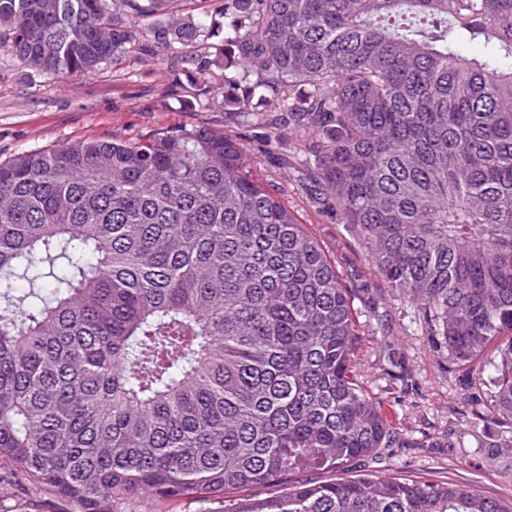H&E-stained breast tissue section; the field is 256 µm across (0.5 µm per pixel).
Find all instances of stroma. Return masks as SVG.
Returning <instances> with one entry per match:
<instances>
[{
	"label": "stroma",
	"instance_id": "1",
	"mask_svg": "<svg viewBox=\"0 0 512 512\" xmlns=\"http://www.w3.org/2000/svg\"><path fill=\"white\" fill-rule=\"evenodd\" d=\"M204 82L169 56L129 53L87 77L31 78L16 58L0 52V162L15 154L92 138L131 137L162 127L206 126L234 135L256 161V174L280 188L299 223L320 243L338 272L357 290L361 339L355 374L408 448H380L336 471L311 470L324 482L355 474L401 475L467 487L512 503V423L487 413L480 395L489 373L466 388L448 368V350L428 336L410 303L374 273L357 238L334 211L313 204L307 182L266 146L263 128L245 117L210 110ZM401 360L407 381L389 375ZM0 512H72L69 504L32 488L0 486Z\"/></svg>",
	"mask_w": 512,
	"mask_h": 512
}]
</instances>
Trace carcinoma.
Segmentation results:
<instances>
[{"mask_svg":"<svg viewBox=\"0 0 512 512\" xmlns=\"http://www.w3.org/2000/svg\"><path fill=\"white\" fill-rule=\"evenodd\" d=\"M171 2L0 0V50L88 76L148 21L164 55L224 73L208 107L287 113L266 142L303 153L451 366L493 354L486 407L512 421V0H217L224 38L200 53L213 24ZM254 166L195 125L0 163L6 479L78 512H512L452 483H289L408 440L356 380L351 289ZM250 486L267 496L233 498Z\"/></svg>","mask_w":512,"mask_h":512,"instance_id":"1","label":"carcinoma"}]
</instances>
